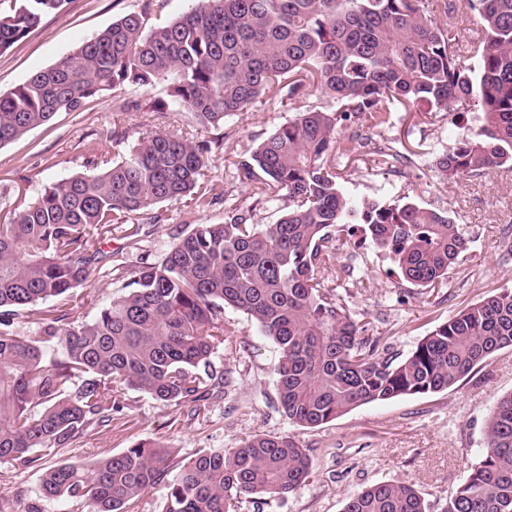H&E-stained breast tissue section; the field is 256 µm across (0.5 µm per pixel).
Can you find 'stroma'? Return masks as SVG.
I'll return each mask as SVG.
<instances>
[{
  "label": "stroma",
  "instance_id": "1",
  "mask_svg": "<svg viewBox=\"0 0 512 512\" xmlns=\"http://www.w3.org/2000/svg\"><path fill=\"white\" fill-rule=\"evenodd\" d=\"M141 0H67L64 9L47 15L25 38L0 52V93L10 92L37 71L54 65L127 12ZM118 92L106 90L88 99L81 111L62 112L47 125L0 147V212H17L45 187L82 171L86 145L95 142L98 160L118 156L113 130L134 134L173 132L196 143L217 135L188 112H122ZM317 89L292 103L256 99L247 111L226 119L227 137L209 160L198 195L217 197L207 208L193 201L165 203L163 221L142 225L137 246L115 235L104 248L120 261L140 257L162 260L176 231L218 223L238 206L253 207L254 223H275L285 200L255 203L238 176V157L257 146L295 112L329 105ZM477 124L476 113L410 114L397 109L388 124L360 121L351 129L360 147L340 160L338 170L349 193L359 201L410 197L448 209L471 240L448 274L445 287L432 293L399 279L389 255L358 237L333 234L329 246L351 274L336 290V300L358 319L368 335L379 337L381 355L404 359L416 344L458 311L503 289L512 288V172L497 171L457 183L441 179L436 157L447 150L459 129ZM387 146L399 154L394 167H376L373 149ZM226 339L214 363L231 381L224 393L201 409L190 404L162 405L129 390L127 404L110 426L89 430L76 447L44 459L42 467L0 466V512H26L37 499L43 467L72 460L95 462L139 442L181 448L190 459L212 448H235L260 431L293 438L305 448L313 475L297 492L271 501L263 512H342L351 495L387 480L407 482L424 497L429 512H442L466 470L485 446L484 423L503 395L512 393V349L493 354L456 386L419 396H402L357 407L315 428L291 423L278 401L275 368L279 352L253 320L224 309Z\"/></svg>",
  "mask_w": 512,
  "mask_h": 512
}]
</instances>
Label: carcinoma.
Returning <instances> with one entry per match:
<instances>
[{
  "label": "carcinoma",
  "mask_w": 512,
  "mask_h": 512,
  "mask_svg": "<svg viewBox=\"0 0 512 512\" xmlns=\"http://www.w3.org/2000/svg\"><path fill=\"white\" fill-rule=\"evenodd\" d=\"M66 0H0V51L23 39ZM167 0H143L58 63L0 94V147L61 112L113 88L167 89V112H190L216 129L267 95L293 101L310 81L334 108L298 112L236 163L257 200L288 199L273 224L233 209L221 223L180 231L164 259L121 267L126 292L85 319L78 289L111 258L102 243L158 224L157 207L193 194L208 157L226 134L192 144L174 134H117L124 150L101 169L88 145L85 170L44 189L0 224V464L33 465L68 448L91 426L112 422L135 390L195 410L223 382L213 363L224 336V307L247 314L280 353L282 412L314 428L364 404L448 390L495 352L512 348V289L453 315L396 362L380 338L336 302L329 285L350 270L326 246L331 232L361 225L364 241L389 254L418 288L446 284L469 249L450 212L414 199L357 206L336 159L351 155L343 124L377 126L391 108L466 112L480 125L440 154L435 166L455 182L512 170V0H465L480 21L466 47L449 36L447 14L425 0H195L182 16L150 23ZM477 61L473 69L466 56ZM51 298L34 336L17 323ZM486 446L444 512H512V394L485 425ZM172 479H167L168 474ZM312 475L294 439L257 432L236 448L194 458L181 449L137 443L93 464L45 469L39 500L82 504L86 512H127V503L165 483L162 512H243L298 491ZM343 512H429L402 481L375 483Z\"/></svg>",
  "instance_id": "cac0c4a2"
}]
</instances>
